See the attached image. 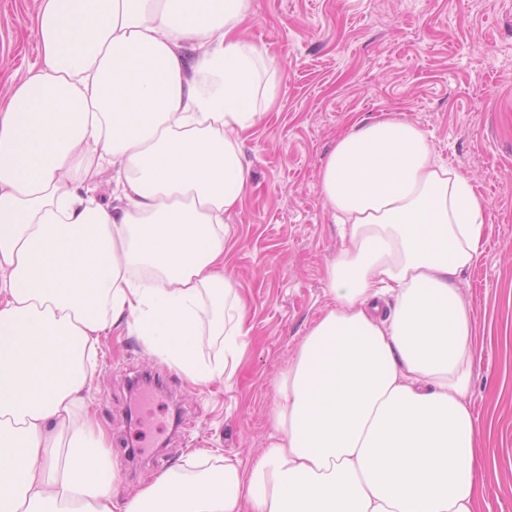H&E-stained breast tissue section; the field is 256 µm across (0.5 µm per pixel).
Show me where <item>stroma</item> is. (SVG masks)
<instances>
[{"label": "stroma", "instance_id": "stroma-1", "mask_svg": "<svg viewBox=\"0 0 512 512\" xmlns=\"http://www.w3.org/2000/svg\"><path fill=\"white\" fill-rule=\"evenodd\" d=\"M40 4L0 0V96L39 62ZM244 31L280 62L269 107L240 138L252 181L224 252L251 331L233 379L202 385L107 331L91 396L119 465L116 492L204 449L259 457L276 384L326 304L324 264L340 246L320 169L354 121L396 114L489 204L483 253L458 286L478 336L475 512H512V0H256ZM145 376L160 388L132 420Z\"/></svg>", "mask_w": 512, "mask_h": 512}]
</instances>
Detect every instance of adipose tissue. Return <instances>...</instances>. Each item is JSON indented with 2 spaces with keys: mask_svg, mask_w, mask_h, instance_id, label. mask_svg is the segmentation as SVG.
<instances>
[{
  "mask_svg": "<svg viewBox=\"0 0 512 512\" xmlns=\"http://www.w3.org/2000/svg\"><path fill=\"white\" fill-rule=\"evenodd\" d=\"M255 0H42L41 64L0 104V512H473L478 344L457 281L488 204L414 123L354 125L320 170L341 247L253 462L205 454L114 492L88 404L101 337L231 379L247 306L224 272L251 182L240 135L278 63ZM110 173L120 203L95 184ZM222 353L200 355L205 322Z\"/></svg>",
  "mask_w": 512,
  "mask_h": 512,
  "instance_id": "1",
  "label": "adipose tissue"
}]
</instances>
